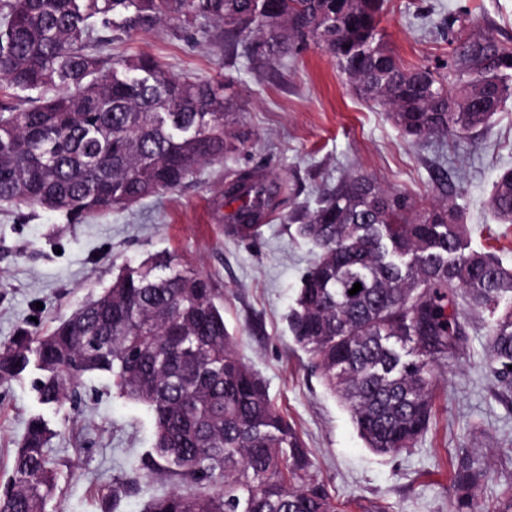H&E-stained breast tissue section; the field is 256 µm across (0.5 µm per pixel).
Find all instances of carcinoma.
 Returning <instances> with one entry per match:
<instances>
[{
	"label": "carcinoma",
	"mask_w": 512,
	"mask_h": 512,
	"mask_svg": "<svg viewBox=\"0 0 512 512\" xmlns=\"http://www.w3.org/2000/svg\"><path fill=\"white\" fill-rule=\"evenodd\" d=\"M384 0H0V88L56 90L22 106L0 102V202L93 214L180 187L205 163L243 143L238 106L222 82L169 74L149 55L110 61L94 52V26L131 33L180 18L224 25L233 49L251 38L258 61L277 62L312 44L328 52L361 97L384 108L408 138L469 136L512 100V48L473 41L453 77L407 66L381 27ZM281 186L244 171L224 185L227 234L251 239ZM488 206L512 224V169ZM317 248L289 329L344 403L367 448L388 455L427 431L435 362L464 335L461 296L485 317L490 367L512 385V268L469 250L468 227L448 199L420 205L362 174L341 178L319 206L298 214ZM362 286L349 294L353 285ZM40 372L41 404L71 400L86 373H106L122 397L154 416L159 463L121 488L175 479L145 512H336L296 429L273 406L263 380L239 357L224 299L205 275L158 255L48 332L23 331L0 345V384ZM52 430L29 420L0 512H45L57 487ZM482 476L464 457L454 486L466 497Z\"/></svg>",
	"instance_id": "1"
}]
</instances>
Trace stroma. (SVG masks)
I'll return each mask as SVG.
<instances>
[{"label": "stroma", "mask_w": 512, "mask_h": 512, "mask_svg": "<svg viewBox=\"0 0 512 512\" xmlns=\"http://www.w3.org/2000/svg\"><path fill=\"white\" fill-rule=\"evenodd\" d=\"M389 46L408 65L448 71L456 35L512 47V0H385ZM247 42L224 48L222 26L179 19L151 31L101 42V56L148 52L177 77L231 83L239 127L249 139L224 159L197 167L179 188L67 223L58 212L0 205V345L21 328L44 331L111 285L117 274L172 254L208 276L224 297V321L239 338L244 363L265 381L274 407L302 436L314 469L342 512H507L512 507V386L490 373L487 325L459 301L461 348L433 366V418L414 447L378 455L359 437L348 410L322 386L295 343L288 312L315 251L296 233L293 215L313 209L351 173L427 201L450 195L468 226L472 249L512 266V224L486 206L496 177L512 169V101L469 138L414 142L387 112L361 100L314 46L282 61L252 59ZM247 170L288 191L260 236L224 230V183ZM35 373L0 387V486L29 419L43 415L60 463L46 512H143L170 489L157 480L131 492L117 481L140 468L154 443L144 405L120 397L109 375L88 373L78 400L58 411L40 405ZM470 456L483 477L469 498L453 487L454 466Z\"/></svg>", "instance_id": "35a3bbf8"}]
</instances>
